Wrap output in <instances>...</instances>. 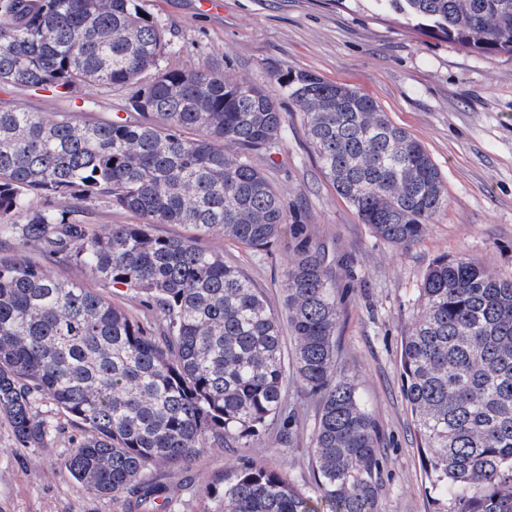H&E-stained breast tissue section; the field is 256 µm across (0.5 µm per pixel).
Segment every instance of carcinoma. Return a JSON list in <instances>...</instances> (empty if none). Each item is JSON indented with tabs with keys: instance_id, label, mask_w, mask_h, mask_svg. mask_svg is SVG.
<instances>
[{
	"instance_id": "cac0c4a2",
	"label": "carcinoma",
	"mask_w": 512,
	"mask_h": 512,
	"mask_svg": "<svg viewBox=\"0 0 512 512\" xmlns=\"http://www.w3.org/2000/svg\"><path fill=\"white\" fill-rule=\"evenodd\" d=\"M478 55L512 56V0H373ZM172 33L144 0H0V84L71 100L87 84L122 96L125 116L0 101V235L79 263L112 295L134 292L164 319L159 337L94 289L0 258V415L21 446L43 439L31 397L48 395L85 438L67 472L99 496L169 512L174 494L145 483L201 449L250 448L285 415L278 315L224 255L154 224H189L261 248L288 223L266 175L284 163L286 119L261 86L215 62L161 66ZM315 162L359 222L393 245L418 244L448 208L421 141L347 85L306 72L280 79ZM105 198L143 219L104 234L53 203ZM325 248L302 240L283 280L292 373L318 399L310 440L316 495L244 456L210 493L211 512H380L379 435L354 380L338 372L340 308ZM400 367L424 470L440 512H512V278L443 254L424 274Z\"/></svg>"
}]
</instances>
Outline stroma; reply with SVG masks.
Here are the masks:
<instances>
[{
	"instance_id": "35a3bbf8",
	"label": "stroma",
	"mask_w": 512,
	"mask_h": 512,
	"mask_svg": "<svg viewBox=\"0 0 512 512\" xmlns=\"http://www.w3.org/2000/svg\"><path fill=\"white\" fill-rule=\"evenodd\" d=\"M145 4L173 34L175 46L163 65L189 70L218 62L278 98L287 119L286 166H269L258 155L251 162L280 195L288 224L260 249L220 236L201 237V245L223 253L225 263L241 269L278 313L284 310V273L301 239L345 257L333 271L341 306L338 369L355 380L378 427L381 512H437L403 393L401 332L422 276L439 255L464 254L493 276H512V57L468 52L378 10L373 0H224L220 14L199 12L196 0ZM298 71L356 87L426 146L447 184L448 208L415 247L406 250L375 237L319 172L277 81ZM74 103L76 116L92 123L115 116L121 100L89 84ZM70 218L97 233L135 221L103 201L81 205ZM15 255L53 277L112 293L72 261L45 253L38 244L1 237L0 257ZM285 389L296 415L290 435L270 425L247 454L287 472L293 485L311 493L309 448L319 403L301 393L294 379H286ZM32 407L53 430L25 447L0 417V512H136L129 495L112 499L79 488L66 463L84 436L81 425L46 396L34 395ZM237 461L236 451L212 446L189 463L153 467L147 475L174 489L172 512H210V489Z\"/></svg>"
}]
</instances>
